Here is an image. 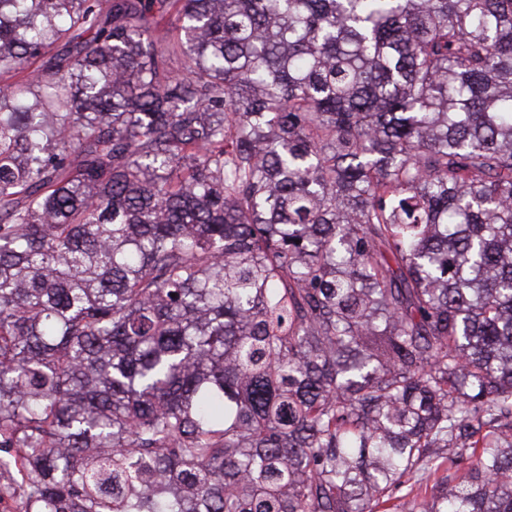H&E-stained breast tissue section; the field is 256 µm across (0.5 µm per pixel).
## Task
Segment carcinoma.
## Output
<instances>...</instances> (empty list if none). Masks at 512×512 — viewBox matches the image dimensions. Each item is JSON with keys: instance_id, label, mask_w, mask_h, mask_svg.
Returning <instances> with one entry per match:
<instances>
[{"instance_id": "cac0c4a2", "label": "carcinoma", "mask_w": 512, "mask_h": 512, "mask_svg": "<svg viewBox=\"0 0 512 512\" xmlns=\"http://www.w3.org/2000/svg\"><path fill=\"white\" fill-rule=\"evenodd\" d=\"M6 495L512 512V0H0Z\"/></svg>"}]
</instances>
